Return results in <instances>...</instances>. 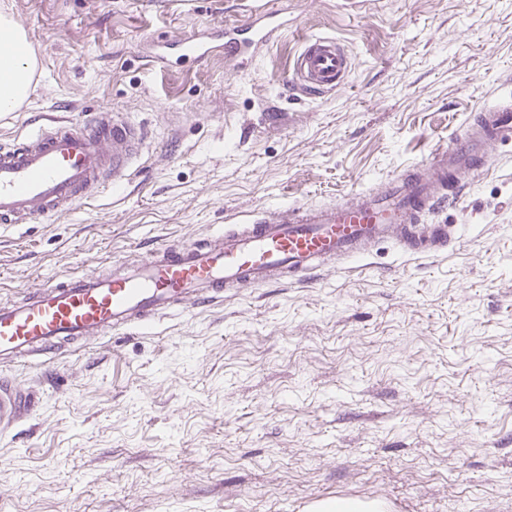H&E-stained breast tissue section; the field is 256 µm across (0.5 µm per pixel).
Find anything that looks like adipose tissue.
Here are the masks:
<instances>
[{
	"instance_id": "ef3b65f1",
	"label": "adipose tissue",
	"mask_w": 512,
	"mask_h": 512,
	"mask_svg": "<svg viewBox=\"0 0 512 512\" xmlns=\"http://www.w3.org/2000/svg\"><path fill=\"white\" fill-rule=\"evenodd\" d=\"M34 67L33 50L24 31L0 13V112L16 109L28 95Z\"/></svg>"
}]
</instances>
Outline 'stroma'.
<instances>
[{"mask_svg":"<svg viewBox=\"0 0 512 512\" xmlns=\"http://www.w3.org/2000/svg\"><path fill=\"white\" fill-rule=\"evenodd\" d=\"M292 20L247 72L149 58L158 40L262 5ZM37 58L0 147L42 115L143 125L139 175L48 220L0 227V307L262 209L340 203L428 160L512 78V0H0ZM352 54L347 85L283 83L304 38ZM176 143V155L166 147ZM434 256L392 244L317 280L0 365L35 414L0 433V512H512V142ZM314 512H386L387 505L382 501L359 499H327L312 505Z\"/></svg>","mask_w":512,"mask_h":512,"instance_id":"stroma-1","label":"stroma"}]
</instances>
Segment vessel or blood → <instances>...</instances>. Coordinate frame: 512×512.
Wrapping results in <instances>:
<instances>
[{
    "label": "vessel or blood",
    "instance_id": "1",
    "mask_svg": "<svg viewBox=\"0 0 512 512\" xmlns=\"http://www.w3.org/2000/svg\"><path fill=\"white\" fill-rule=\"evenodd\" d=\"M288 30L282 12L261 8L241 25L211 27L173 40L181 56L202 64L214 54L240 71ZM352 58L331 37L305 40L288 87L312 94L343 88ZM512 141V107L483 108L462 134L435 150L429 163L400 174L383 190L357 193L350 204L302 203L262 213L219 231L204 243L153 248L142 262L115 266L111 275L82 274L0 307V360L49 354L58 340L84 342L110 330H130L187 306L208 307L240 284L263 287L314 278L335 260H357L382 242L410 256L444 252L460 242L455 224L417 227L420 213L455 207L473 179L495 162L493 149ZM144 131L109 110L90 119L48 121L13 147L0 148V224H27L70 211L94 190L131 180ZM11 382L0 381V432L34 411Z\"/></svg>",
    "mask_w": 512,
    "mask_h": 512
}]
</instances>
